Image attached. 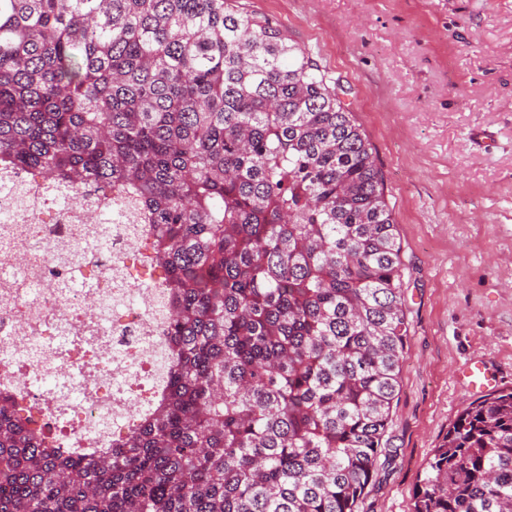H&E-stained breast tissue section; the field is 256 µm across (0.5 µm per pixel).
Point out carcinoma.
Here are the masks:
<instances>
[{
  "label": "carcinoma",
  "instance_id": "carcinoma-1",
  "mask_svg": "<svg viewBox=\"0 0 512 512\" xmlns=\"http://www.w3.org/2000/svg\"><path fill=\"white\" fill-rule=\"evenodd\" d=\"M237 0H0V169L148 225L161 388L106 450L0 390V512H355L407 342L372 147ZM413 512H512V389L470 403Z\"/></svg>",
  "mask_w": 512,
  "mask_h": 512
}]
</instances>
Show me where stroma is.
Listing matches in <instances>:
<instances>
[{"label": "stroma", "instance_id": "stroma-1", "mask_svg": "<svg viewBox=\"0 0 512 512\" xmlns=\"http://www.w3.org/2000/svg\"><path fill=\"white\" fill-rule=\"evenodd\" d=\"M339 81L384 177L409 324L400 390L355 512L413 491L475 396L512 388V0H238Z\"/></svg>", "mask_w": 512, "mask_h": 512}]
</instances>
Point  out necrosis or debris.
<instances>
[{"label":"necrosis or debris","mask_w":512,"mask_h":512,"mask_svg":"<svg viewBox=\"0 0 512 512\" xmlns=\"http://www.w3.org/2000/svg\"><path fill=\"white\" fill-rule=\"evenodd\" d=\"M31 198L13 212L0 200V388L18 391L51 437L107 448L160 388L164 325L144 234L116 224L90 250L98 198L58 205L39 187Z\"/></svg>","instance_id":"obj_1"}]
</instances>
